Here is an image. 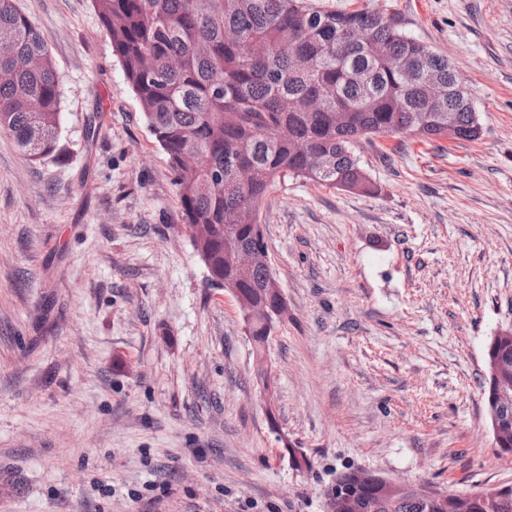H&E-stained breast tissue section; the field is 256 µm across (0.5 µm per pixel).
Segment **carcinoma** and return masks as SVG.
Segmentation results:
<instances>
[{"instance_id":"obj_1","label":"carcinoma","mask_w":512,"mask_h":512,"mask_svg":"<svg viewBox=\"0 0 512 512\" xmlns=\"http://www.w3.org/2000/svg\"><path fill=\"white\" fill-rule=\"evenodd\" d=\"M93 7L168 157L183 223L204 226L197 250L211 262L213 286L259 297L270 268L243 281L228 253L233 245L266 248L258 208L282 178L370 193L353 152L360 141L481 135L468 95L451 90L448 58L393 16L325 12L309 0H93ZM350 27L363 28L367 40H349ZM1 43L8 53L0 55V132L35 159L50 157L60 83L47 43L15 0H0ZM299 55L307 68L295 67ZM189 153L198 159L193 167L183 163ZM447 495L445 503H391L369 485L348 512H512L509 484L489 502Z\"/></svg>"}]
</instances>
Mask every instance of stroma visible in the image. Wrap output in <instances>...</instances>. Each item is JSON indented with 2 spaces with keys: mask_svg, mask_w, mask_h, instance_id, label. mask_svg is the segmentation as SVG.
<instances>
[{
  "mask_svg": "<svg viewBox=\"0 0 512 512\" xmlns=\"http://www.w3.org/2000/svg\"><path fill=\"white\" fill-rule=\"evenodd\" d=\"M315 2L400 18L457 70L481 135L376 137L356 151L371 195L271 190L288 317L269 402L91 0H17L59 75L60 153L0 132V512H324L346 466L512 483L480 389L512 324V0Z\"/></svg>",
  "mask_w": 512,
  "mask_h": 512,
  "instance_id": "35a3bbf8",
  "label": "stroma"
}]
</instances>
